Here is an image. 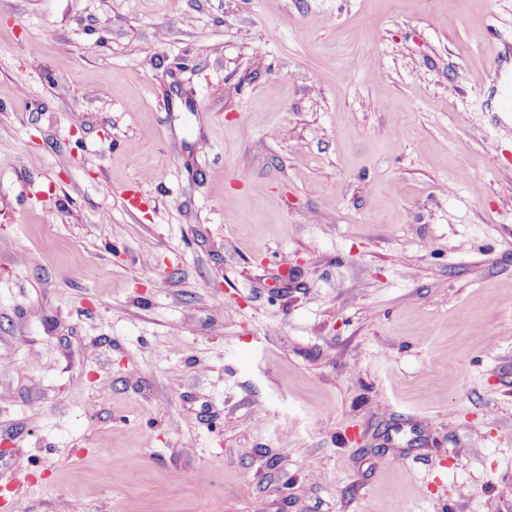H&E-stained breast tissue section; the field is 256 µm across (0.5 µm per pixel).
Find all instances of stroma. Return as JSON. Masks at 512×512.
I'll return each mask as SVG.
<instances>
[{
  "label": "stroma",
  "instance_id": "1",
  "mask_svg": "<svg viewBox=\"0 0 512 512\" xmlns=\"http://www.w3.org/2000/svg\"><path fill=\"white\" fill-rule=\"evenodd\" d=\"M506 94L512 0H0L7 508L512 512Z\"/></svg>",
  "mask_w": 512,
  "mask_h": 512
}]
</instances>
